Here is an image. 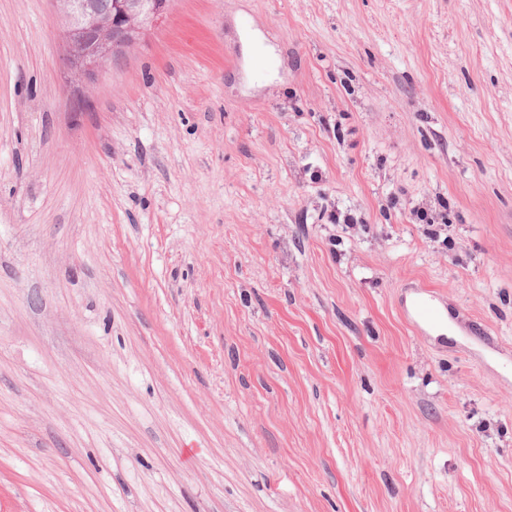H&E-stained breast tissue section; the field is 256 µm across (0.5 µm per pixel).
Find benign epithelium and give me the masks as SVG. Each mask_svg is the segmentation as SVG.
I'll list each match as a JSON object with an SVG mask.
<instances>
[{
    "label": "benign epithelium",
    "instance_id": "benign-epithelium-1",
    "mask_svg": "<svg viewBox=\"0 0 512 512\" xmlns=\"http://www.w3.org/2000/svg\"><path fill=\"white\" fill-rule=\"evenodd\" d=\"M70 23L64 33L66 64L94 81L112 52L131 43L167 17L170 0H59Z\"/></svg>",
    "mask_w": 512,
    "mask_h": 512
}]
</instances>
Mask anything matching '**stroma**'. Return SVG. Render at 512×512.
Returning <instances> with one entry per match:
<instances>
[{"mask_svg":"<svg viewBox=\"0 0 512 512\" xmlns=\"http://www.w3.org/2000/svg\"><path fill=\"white\" fill-rule=\"evenodd\" d=\"M62 27L0 0V512H512V0ZM70 23L64 33L66 64L82 79L94 81L112 51L131 43L167 17L170 0H59ZM403 303V312L410 317L420 334H430V330L439 326L441 321L448 318V309L434 292L420 291Z\"/></svg>","mask_w":512,"mask_h":512,"instance_id":"35a3bbf8","label":"stroma"}]
</instances>
